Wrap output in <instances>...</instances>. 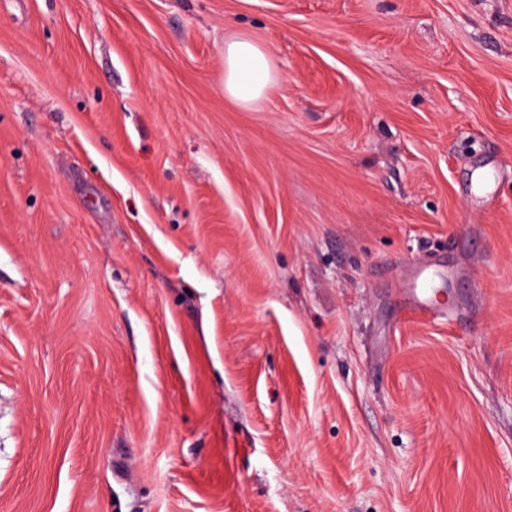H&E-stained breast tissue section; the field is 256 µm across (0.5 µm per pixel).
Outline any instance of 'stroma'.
<instances>
[{
    "label": "stroma",
    "mask_w": 512,
    "mask_h": 512,
    "mask_svg": "<svg viewBox=\"0 0 512 512\" xmlns=\"http://www.w3.org/2000/svg\"><path fill=\"white\" fill-rule=\"evenodd\" d=\"M0 512H512V0H0ZM267 51L246 35L224 41V94L248 104L260 98L274 82Z\"/></svg>",
    "instance_id": "stroma-1"
}]
</instances>
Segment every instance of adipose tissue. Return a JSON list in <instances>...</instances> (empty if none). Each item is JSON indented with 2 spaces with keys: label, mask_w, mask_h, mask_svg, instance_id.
I'll return each mask as SVG.
<instances>
[{
  "label": "adipose tissue",
  "mask_w": 512,
  "mask_h": 512,
  "mask_svg": "<svg viewBox=\"0 0 512 512\" xmlns=\"http://www.w3.org/2000/svg\"><path fill=\"white\" fill-rule=\"evenodd\" d=\"M267 51L252 38L239 35L224 42V93L248 104L260 98L274 82Z\"/></svg>",
  "instance_id": "adipose-tissue-1"
}]
</instances>
